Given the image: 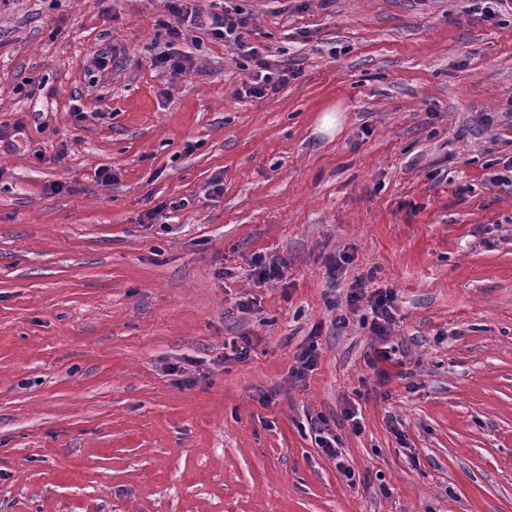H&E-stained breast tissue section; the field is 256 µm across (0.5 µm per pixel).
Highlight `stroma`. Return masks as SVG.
I'll list each match as a JSON object with an SVG mask.
<instances>
[{
	"label": "stroma",
	"mask_w": 512,
	"mask_h": 512,
	"mask_svg": "<svg viewBox=\"0 0 512 512\" xmlns=\"http://www.w3.org/2000/svg\"><path fill=\"white\" fill-rule=\"evenodd\" d=\"M237 4L0 0V512H512V13ZM209 20L213 34L224 37L227 43L245 47L242 30L248 27V21L239 9L223 8L221 13L211 14ZM182 31L179 28V22L174 21L173 25L170 26V43L168 46L167 52L161 53L160 59L164 60L165 62H172L171 67L174 70H183L185 67V62L188 60V55L186 53H182L180 51H175L171 45H174L176 41L182 39ZM256 67L259 69L255 71V74L252 76V83L246 84L245 92H262L266 90L270 85L271 89H275L277 85H281L286 81V77H289L286 73L280 72H272L267 69L265 64L260 60L259 56L255 55ZM263 72H267L262 74ZM285 268L286 263L282 259L272 258L268 262H263V259H260L257 262L254 276L260 283L274 281L283 277ZM367 285L364 281H356L352 284L349 293V299L351 302H360L364 298L371 299L375 295H378L375 298L373 304L370 305L372 311V321H373V332L375 336H378L382 339L383 336H388L389 326L393 322V314L391 313V305H390V296L387 294H377L375 291L371 293L369 296L367 293Z\"/></svg>",
	"instance_id": "35a3bbf8"
}]
</instances>
